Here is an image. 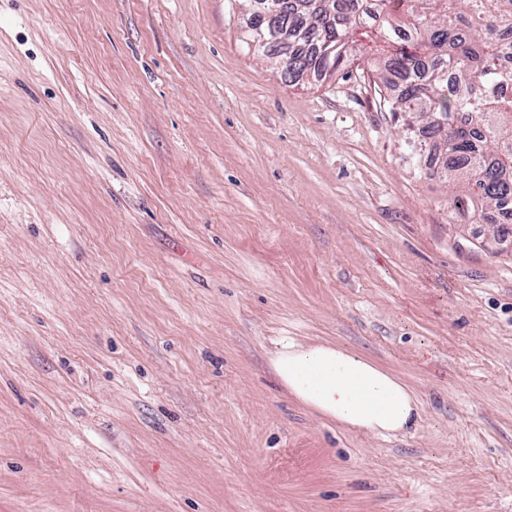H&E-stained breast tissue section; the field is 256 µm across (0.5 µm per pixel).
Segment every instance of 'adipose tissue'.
<instances>
[{
    "label": "adipose tissue",
    "mask_w": 512,
    "mask_h": 512,
    "mask_svg": "<svg viewBox=\"0 0 512 512\" xmlns=\"http://www.w3.org/2000/svg\"><path fill=\"white\" fill-rule=\"evenodd\" d=\"M271 365L289 395L344 428L395 436L414 428L420 417L419 401L407 385L343 347L284 338Z\"/></svg>",
    "instance_id": "ef3b65f1"
}]
</instances>
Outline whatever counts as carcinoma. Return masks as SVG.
<instances>
[{
  "label": "carcinoma",
  "instance_id": "1",
  "mask_svg": "<svg viewBox=\"0 0 512 512\" xmlns=\"http://www.w3.org/2000/svg\"><path fill=\"white\" fill-rule=\"evenodd\" d=\"M389 49L374 84L383 108L415 116L421 176L446 184L463 224L512 228V0H292L247 35L288 60L283 77L352 75L362 41Z\"/></svg>",
  "mask_w": 512,
  "mask_h": 512
}]
</instances>
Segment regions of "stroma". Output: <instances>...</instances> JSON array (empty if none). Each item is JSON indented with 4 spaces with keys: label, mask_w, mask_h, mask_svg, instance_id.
<instances>
[{
    "label": "stroma",
    "mask_w": 512,
    "mask_h": 512,
    "mask_svg": "<svg viewBox=\"0 0 512 512\" xmlns=\"http://www.w3.org/2000/svg\"><path fill=\"white\" fill-rule=\"evenodd\" d=\"M241 0H0V512H512V236L459 224L359 76ZM400 377L336 425L283 337ZM271 365L289 395L344 428L396 436L414 428L420 418L419 401L407 385L343 347L284 337Z\"/></svg>",
    "instance_id": "35a3bbf8"
}]
</instances>
